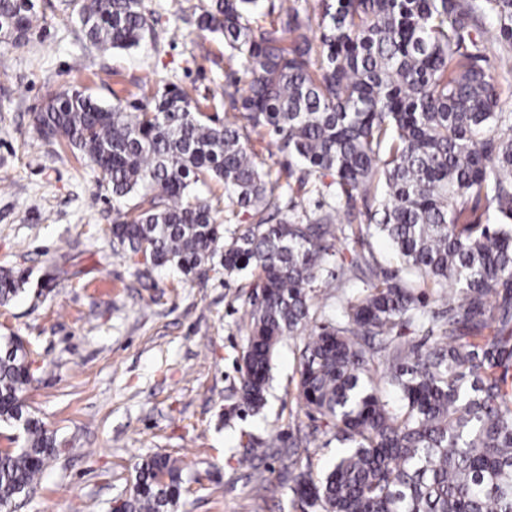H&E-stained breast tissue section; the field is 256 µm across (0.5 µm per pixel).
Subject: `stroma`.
Returning a JSON list of instances; mask_svg holds the SVG:
<instances>
[{
    "label": "stroma",
    "instance_id": "stroma-1",
    "mask_svg": "<svg viewBox=\"0 0 512 512\" xmlns=\"http://www.w3.org/2000/svg\"><path fill=\"white\" fill-rule=\"evenodd\" d=\"M58 2L37 0L42 19L24 45L0 40V267L28 275L0 307V336L28 342L26 404L67 444L20 512H110L155 454L170 455L187 480L175 512H301L294 477L320 476L335 445L315 441L292 468L278 451L257 458L245 446L249 436L312 429L297 400L301 337L278 345L266 407L234 417L252 270L199 279L113 253L118 212L98 169L33 125L60 89L146 104L164 77L202 112L224 115L234 65L223 38H199L189 25L172 33L176 10L205 0H144L158 22L130 50L93 46ZM490 26L480 24L485 67L504 88L500 111L512 113V72L501 64L512 43Z\"/></svg>",
    "mask_w": 512,
    "mask_h": 512
}]
</instances>
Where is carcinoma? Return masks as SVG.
Segmentation results:
<instances>
[{
    "label": "carcinoma",
    "mask_w": 512,
    "mask_h": 512,
    "mask_svg": "<svg viewBox=\"0 0 512 512\" xmlns=\"http://www.w3.org/2000/svg\"><path fill=\"white\" fill-rule=\"evenodd\" d=\"M63 6L104 47H137L152 31L143 0ZM261 14L262 0H207L198 16L240 73L224 124L174 85L129 107L65 89L34 116L39 136L86 155L113 204L149 194L112 225L113 252L197 278L218 265L258 271L236 415L264 408L275 349L304 337L298 401L342 448L291 488L305 512H512V113L499 111L503 89L471 37L489 15L512 40V0H279L269 23ZM36 19L34 0H0L4 39H26ZM252 132L288 157L286 184L257 164ZM212 181L226 222L255 220L222 251L197 194ZM302 192L316 209L296 202ZM375 234L396 269L366 255ZM343 280L356 291L335 315L316 311L311 292ZM25 281L0 269V306ZM408 326L420 342L402 339ZM32 378L23 339L0 341V423L23 434L0 451V504L28 496L61 445L28 410ZM183 484L156 454L124 512H172Z\"/></svg>",
    "instance_id": "cac0c4a2"
}]
</instances>
